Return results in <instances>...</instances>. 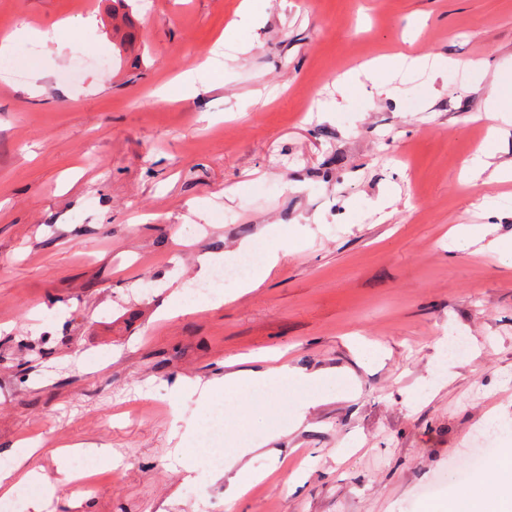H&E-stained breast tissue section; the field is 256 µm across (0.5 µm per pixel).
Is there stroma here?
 <instances>
[{
	"label": "stroma",
	"mask_w": 512,
	"mask_h": 512,
	"mask_svg": "<svg viewBox=\"0 0 512 512\" xmlns=\"http://www.w3.org/2000/svg\"><path fill=\"white\" fill-rule=\"evenodd\" d=\"M241 2L126 0V52L112 0H0V38L97 22L0 57L1 504L430 512L419 488L458 472L486 414L512 429V263L448 249L456 224L512 240V181L465 175L479 152L512 161V123L484 115L512 68V0H267L247 29ZM222 37L250 48L215 70ZM399 53L487 68L417 72L391 97L334 88ZM190 68L210 91L185 97ZM259 240L279 254L261 287L193 295ZM277 354L325 373L320 404L293 385L225 404L226 374ZM217 412L265 475L235 498L195 453Z\"/></svg>",
	"instance_id": "1"
}]
</instances>
